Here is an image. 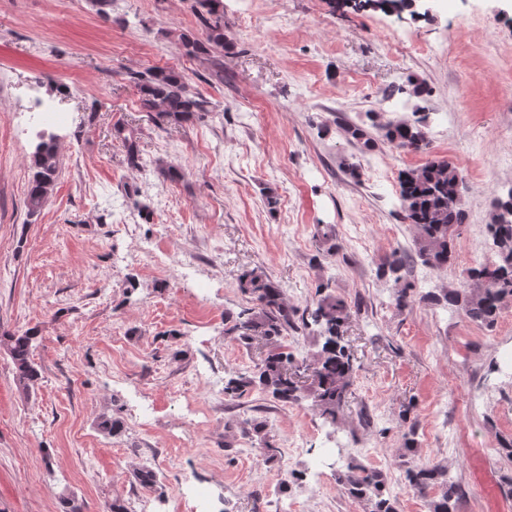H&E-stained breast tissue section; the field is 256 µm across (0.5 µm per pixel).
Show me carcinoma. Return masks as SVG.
<instances>
[{
  "mask_svg": "<svg viewBox=\"0 0 512 512\" xmlns=\"http://www.w3.org/2000/svg\"><path fill=\"white\" fill-rule=\"evenodd\" d=\"M356 8L373 7L384 12L401 14L411 8L410 0H345ZM204 21L205 36L178 35L188 55H209L214 51L231 53L234 43L224 34L223 0H197ZM140 95V105L158 128L177 126L189 121L198 112L206 111V101L190 90L181 72L173 68H153L133 76ZM378 136L399 148L420 151L428 146L427 116L414 120L396 119L386 124H373ZM345 137L373 148L374 139L357 125L342 127ZM114 134L125 150L129 167L143 166L144 158L136 130L118 122ZM60 159L56 137L43 134L30 156L31 179L28 183L26 206L35 214L52 194L59 171ZM462 179L455 166L447 161H431L416 168L403 170L399 175L400 202L404 219L416 228V256L423 264L436 269L448 267L452 248L461 235L466 215L462 208L460 185ZM486 228L496 248L497 261L481 264L468 271L464 288L442 291L435 301H444L456 308L470 322L491 327L497 321L502 304L512 298V195L496 198L490 206ZM404 266V254L396 251L389 263L396 274L395 300L402 303L409 285L402 282L398 272ZM238 287L248 296L250 306L234 313H224V336L250 346L258 343L267 354L252 373L230 378L224 386L225 395L240 397L248 388H259L282 402L310 401V407L324 420L336 423L348 398L354 371L350 355L339 344L340 328L350 317V307L344 299L324 292L327 285L319 284V298L305 309L303 325L317 327V351L302 359V365L313 373L306 387L297 385L292 367L296 359L284 344V334L294 325L297 309L288 304L281 285L261 267L242 271ZM36 336L31 332L0 335V350L11 358L16 369L18 388L27 393L39 379L32 359ZM225 433L239 431L256 437L255 450L266 461L277 458L279 449L268 440L266 423L251 416H240L224 425ZM409 484L429 498V512H457L461 497L460 486L448 480V469L440 464L412 463L406 469ZM133 475L144 488L158 484L156 472L145 464L134 468ZM340 486L346 494L366 505V512H396L386 495L381 473L352 460L339 475Z\"/></svg>",
  "mask_w": 512,
  "mask_h": 512,
  "instance_id": "obj_1",
  "label": "carcinoma"
}]
</instances>
